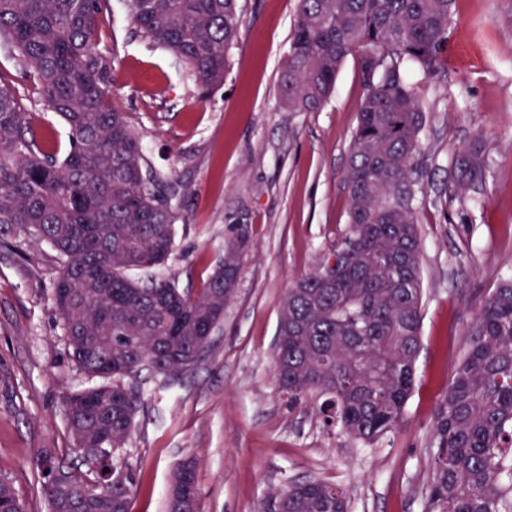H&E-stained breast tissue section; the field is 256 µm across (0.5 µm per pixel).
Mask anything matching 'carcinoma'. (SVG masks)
Masks as SVG:
<instances>
[{
  "label": "carcinoma",
  "mask_w": 512,
  "mask_h": 512,
  "mask_svg": "<svg viewBox=\"0 0 512 512\" xmlns=\"http://www.w3.org/2000/svg\"><path fill=\"white\" fill-rule=\"evenodd\" d=\"M455 0H297L282 75L288 109L316 112L345 59L363 86L346 179V260L326 283L318 269L284 297L274 377L292 401L326 396L327 426L372 443L401 421L416 379L422 318L421 243L413 175L426 122V82L439 75ZM108 0H0V44L16 53L44 107L69 131L62 158L20 111L0 77V228L52 245L63 260L53 299L73 361L106 382L66 398L74 447L126 446L141 402L124 382L143 367L164 377L188 371L210 346L208 325L224 321L237 292L241 258L252 246L238 228L204 288L166 279L135 281L127 271L164 265L177 216L144 169L141 140L112 107V59L95 46ZM142 37L182 61L204 93L223 84L226 52L240 25L238 0H126ZM487 166L479 139L460 151L448 193L464 195ZM469 348L440 400L431 434L432 471L424 512H512V276L484 300ZM49 512H129L131 477L109 456L64 465L38 458ZM201 510L196 463L173 470L166 512L182 497ZM0 500L25 512L13 484ZM273 512H350V497L312 480L272 493Z\"/></svg>",
  "instance_id": "cac0c4a2"
}]
</instances>
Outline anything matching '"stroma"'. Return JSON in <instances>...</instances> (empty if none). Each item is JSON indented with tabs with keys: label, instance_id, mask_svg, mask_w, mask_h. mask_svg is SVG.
Instances as JSON below:
<instances>
[{
	"label": "stroma",
	"instance_id": "1",
	"mask_svg": "<svg viewBox=\"0 0 512 512\" xmlns=\"http://www.w3.org/2000/svg\"><path fill=\"white\" fill-rule=\"evenodd\" d=\"M507 8L506 0H456L416 176L423 288L416 386L395 430L361 444L326 429L318 396L289 403L272 366L282 299L348 230L346 170L363 99L356 60L345 61L320 111L289 110L281 76L296 0H239L224 83L204 95L181 61L135 34L124 0H109L95 42L112 58V104L126 112L178 215L167 263L132 278H169L196 292L234 225H248L252 238L209 348L178 379L146 372L137 379L143 400L116 455L134 482L130 512H164L170 473L190 457L202 512H262L273 490L313 479L347 491L351 512H423L435 409L468 349L478 306L512 275ZM0 75L66 153L67 127L3 49ZM477 137L489 166L466 196H451L453 156ZM61 267L47 243L0 233V367L14 393L12 402L0 400V477L13 482L27 512H48L38 453L49 448L77 461L65 398L95 383L71 361L54 306Z\"/></svg>",
	"mask_w": 512,
	"mask_h": 512
}]
</instances>
